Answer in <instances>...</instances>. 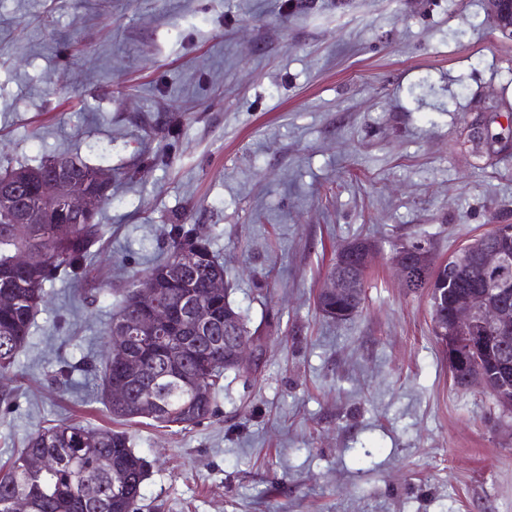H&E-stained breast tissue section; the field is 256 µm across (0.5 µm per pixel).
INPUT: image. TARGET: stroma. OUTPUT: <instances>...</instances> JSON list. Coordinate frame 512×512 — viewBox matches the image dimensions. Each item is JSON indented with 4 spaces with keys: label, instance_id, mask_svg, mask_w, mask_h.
<instances>
[{
    "label": "stroma",
    "instance_id": "1",
    "mask_svg": "<svg viewBox=\"0 0 512 512\" xmlns=\"http://www.w3.org/2000/svg\"><path fill=\"white\" fill-rule=\"evenodd\" d=\"M491 134L474 149L470 124ZM0 174L59 153L112 175L96 294L55 279L0 400V462L47 422L127 431L140 512H512V415L454 384L429 289L512 224V39L487 0H0ZM207 239L261 345L213 415L114 419L106 328L174 228ZM377 246L350 320L318 294ZM421 245L419 242L412 243V246ZM412 246L398 245L394 248L392 254V261L399 271L405 288L415 289L423 280L425 274L430 273L439 266L445 267L448 265L450 269L455 262V258L452 256L437 262L430 248Z\"/></svg>",
    "mask_w": 512,
    "mask_h": 512
}]
</instances>
